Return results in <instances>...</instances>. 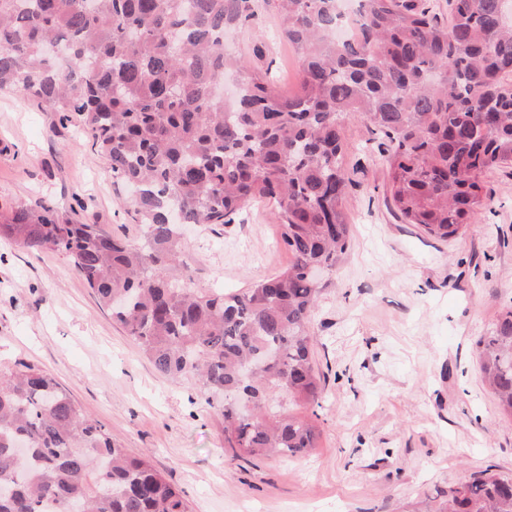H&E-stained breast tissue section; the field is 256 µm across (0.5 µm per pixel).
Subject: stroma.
<instances>
[{
    "label": "stroma",
    "instance_id": "obj_1",
    "mask_svg": "<svg viewBox=\"0 0 512 512\" xmlns=\"http://www.w3.org/2000/svg\"><path fill=\"white\" fill-rule=\"evenodd\" d=\"M282 22L262 5L227 33L249 67L297 83ZM345 211L352 243L311 319L325 378L318 441L288 460L237 458L195 380L168 378L113 323L68 258L0 239V373L27 364L55 376L130 453L151 452L191 512H434L449 488L494 467L512 474V421L482 381L475 341L512 307V166L483 177L475 224L442 242L386 200L378 135L346 123ZM39 203L139 242L128 191L78 121L0 91V215ZM274 207L242 221L190 225L183 259L194 287L237 293L290 260Z\"/></svg>",
    "mask_w": 512,
    "mask_h": 512
}]
</instances>
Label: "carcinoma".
Segmentation results:
<instances>
[{"mask_svg":"<svg viewBox=\"0 0 512 512\" xmlns=\"http://www.w3.org/2000/svg\"><path fill=\"white\" fill-rule=\"evenodd\" d=\"M274 2L298 54L300 86L279 92L224 50L255 0H0V89L61 120L77 116L117 183L135 189V245L20 205L0 238L50 249L163 376L194 378L224 417L234 456L294 457L315 447L285 395L322 406L309 323L351 243L344 209L346 121L380 135L397 215L446 241L486 206L482 178L512 165V0H359L337 37L341 0ZM271 202L292 262L239 293L177 275L186 224H232ZM500 414L512 418V309L475 341ZM259 362L245 381L244 364ZM0 512H188L184 492L87 418L48 373L0 376ZM435 512H512V474L474 473Z\"/></svg>","mask_w":512,"mask_h":512,"instance_id":"1","label":"carcinoma"}]
</instances>
